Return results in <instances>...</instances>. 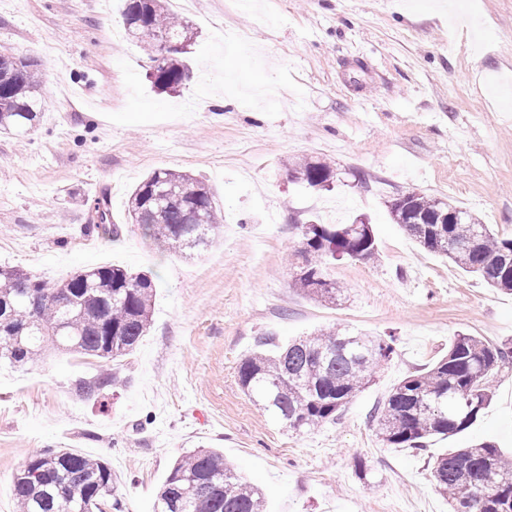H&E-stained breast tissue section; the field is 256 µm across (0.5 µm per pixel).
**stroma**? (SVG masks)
<instances>
[{
	"mask_svg": "<svg viewBox=\"0 0 512 512\" xmlns=\"http://www.w3.org/2000/svg\"><path fill=\"white\" fill-rule=\"evenodd\" d=\"M182 19L194 76L160 93L139 44L116 37L118 0H0V46L40 61L45 97L33 132L0 136V266L56 282L113 264L157 285L146 336L116 365L58 351L0 363V512H16L12 477L35 451L105 460L122 512H152L173 461L202 447L269 512H448L430 463L485 440L512 455V369L469 428L423 452L382 445L373 411L456 334L512 340V295L426 253L387 203L415 191L512 236V0H202ZM301 158L331 166L330 189L289 178ZM156 169L210 187L223 224L201 255L128 223ZM107 184L117 239L84 232ZM359 218L379 259L331 264L342 305L292 288L300 225ZM332 327L393 338L395 353L336 421L285 428L243 392L239 362L258 341ZM112 367L119 386L79 391Z\"/></svg>",
	"mask_w": 512,
	"mask_h": 512,
	"instance_id": "35a3bbf8",
	"label": "stroma"
}]
</instances>
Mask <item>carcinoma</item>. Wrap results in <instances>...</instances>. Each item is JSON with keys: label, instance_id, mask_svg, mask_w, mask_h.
<instances>
[{"label": "carcinoma", "instance_id": "obj_1", "mask_svg": "<svg viewBox=\"0 0 512 512\" xmlns=\"http://www.w3.org/2000/svg\"><path fill=\"white\" fill-rule=\"evenodd\" d=\"M126 34L149 49L157 62L152 83L175 91L192 78L186 64L195 35L174 20L166 0H122ZM173 46L160 52L161 40ZM38 63L11 49L0 50V134L23 137L44 108ZM293 177L313 188L330 186V166L314 159L293 165ZM450 224H414L440 207ZM423 249L476 274L489 287L512 294V238H499L472 213L419 193L409 206L389 207ZM129 223L143 238L181 256L206 250L219 228L210 188L187 173L156 169L127 200ZM88 235L117 237L109 203L95 200ZM371 226L303 224L291 274L293 287L309 298L335 305L345 298L327 270L329 260L376 257ZM156 284L150 275L121 266H96L49 283L21 269L0 267V360L12 365L36 361L57 349L87 358L119 360L146 335ZM394 353L393 340L318 330L275 350L258 348L238 365V381L250 400L294 430L315 429L336 420L372 383ZM512 366V346L458 334L428 371L413 374L375 408L380 441L389 448L425 450V439L464 431L493 397L497 376ZM435 490L449 512H512V458L494 445L453 448L431 468ZM18 512H105L118 508L112 470L101 460L74 451H37L12 478ZM153 512H266V497L218 450L180 456L158 491Z\"/></svg>", "mask_w": 512, "mask_h": 512}]
</instances>
